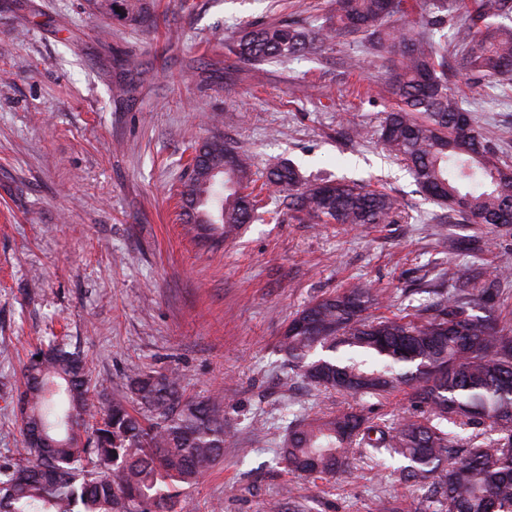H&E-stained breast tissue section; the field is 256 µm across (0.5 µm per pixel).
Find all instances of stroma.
Returning <instances> with one entry per match:
<instances>
[{
  "mask_svg": "<svg viewBox=\"0 0 512 512\" xmlns=\"http://www.w3.org/2000/svg\"><path fill=\"white\" fill-rule=\"evenodd\" d=\"M329 0H156L128 26L85 0H0V464L21 436L15 399L31 352L79 351L91 384L119 398L135 373L178 372L186 396L224 397V454L188 487L192 512H424L422 488L394 462L333 475L288 470L293 415L354 407L370 421L413 415L401 386L356 400L317 390L281 349L296 311L362 283L373 315L447 293L459 270L495 283L493 314L512 326V224L438 223L378 129L393 100L379 59L345 44L285 63L225 53L247 21L315 25ZM361 56L348 72L342 60ZM130 84L126 94L117 83ZM476 129L512 162V80L459 79ZM216 137L292 161L302 181L347 179L396 195L394 224H313L285 192L262 190L260 218L214 246L182 216L194 148Z\"/></svg>",
  "mask_w": 512,
  "mask_h": 512,
  "instance_id": "1",
  "label": "stroma"
}]
</instances>
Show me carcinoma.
<instances>
[{
  "label": "carcinoma",
  "mask_w": 512,
  "mask_h": 512,
  "mask_svg": "<svg viewBox=\"0 0 512 512\" xmlns=\"http://www.w3.org/2000/svg\"><path fill=\"white\" fill-rule=\"evenodd\" d=\"M130 25L152 19L153 0H86ZM448 0H332L316 28L249 24L226 45L240 62H286L344 42L387 59L385 88L396 107L384 119L383 149L401 160L424 198L462 224H512V166L473 126L457 88L512 77V0H475L450 14ZM453 29L448 39L444 29ZM196 176L182 184L188 223L215 245L258 211L249 159L222 140L204 142ZM270 185L288 209L315 224H390V194L344 182L304 186L284 161ZM459 287L420 310L368 316L378 296L366 286L311 301L290 320L283 349L292 366L328 392L379 397L400 385L419 413L396 425L356 413L300 418L282 447L288 469L331 474L368 455L400 459L408 482L427 486L431 512H512V331L487 309L493 289ZM17 400L23 446L0 466V512H183L181 489L224 454V409L184 396L174 373L140 371L133 405L93 402L84 358L49 343L22 368ZM47 430L51 448L29 436ZM475 434L462 442L459 431Z\"/></svg>",
  "instance_id": "carcinoma-1"
}]
</instances>
